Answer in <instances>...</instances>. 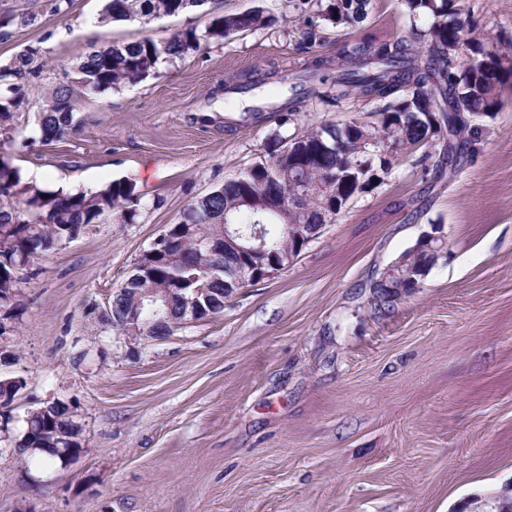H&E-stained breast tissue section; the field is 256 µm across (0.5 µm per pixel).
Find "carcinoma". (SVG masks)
Instances as JSON below:
<instances>
[{"label":"carcinoma","instance_id":"cac0c4a2","mask_svg":"<svg viewBox=\"0 0 512 512\" xmlns=\"http://www.w3.org/2000/svg\"><path fill=\"white\" fill-rule=\"evenodd\" d=\"M207 0H105L99 21L154 19L192 13ZM304 14L298 50L308 54L304 72L288 96V112L279 123L292 122L310 100L325 110H335L357 98L372 106L375 118L372 138L380 144L392 142L395 155H359V118L325 124L296 135L305 146L303 158L293 160L279 153L283 136L274 138L267 159L201 197L193 198L182 210L181 224H203L215 239L223 235L224 215L233 217L247 232L260 220L259 207L272 191L280 194L282 215L263 220L272 249L279 253L299 252L303 224H326L351 198L378 188L373 179L392 170L405 158L420 153L425 176L441 180L448 159L457 165L488 133L487 121L506 105V90L512 89V35L477 31L463 13L459 0H404L412 19L408 35L389 39L366 32L353 40L336 42L332 55L319 53L328 42L331 28L349 26L364 19L372 0H299ZM71 0H19L0 10V43L10 41L17 30L37 27L45 14L66 12ZM277 22L273 9L258 7L242 13H211L204 31L194 27L176 31L162 40L143 37L128 43H112L86 55L77 67V83L83 92L118 90L136 85L154 74L161 62L175 61L200 49L201 42L222 44L248 32L271 29ZM40 49L29 48L0 66V136L9 139L15 130L17 112L28 103L33 80L44 62ZM464 62H459V59ZM275 72L245 73L224 87L227 94L245 95L267 83ZM78 96L75 88L62 83L38 113L40 141H58L75 130ZM46 197H41V194ZM26 195L34 215L22 219L12 199ZM299 202L304 212L295 220L289 203ZM141 199L135 186L116 180L93 192L45 191L34 184H21L19 169L11 159L0 157V291L16 294L19 273L42 255L60 247L77 229H85L117 215L126 224L139 213ZM204 249L188 252V265L169 266L165 260L139 271L127 281V290L114 294L119 308L144 322L154 336L170 334L169 322L181 319L182 307L174 304L164 321L142 314L134 301L137 288H190L198 268L209 266ZM432 268L431 255L422 250L415 256L414 270L407 277L375 283V307L385 311L401 295L420 287ZM210 314L224 311V273L210 279ZM78 428L70 419L69 407L53 401L41 407L31 425L15 445L18 453L33 455L37 449L63 461L64 448L73 457L82 451L75 440Z\"/></svg>","mask_w":512,"mask_h":512}]
</instances>
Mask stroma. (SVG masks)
Listing matches in <instances>:
<instances>
[{"label":"stroma","instance_id":"stroma-1","mask_svg":"<svg viewBox=\"0 0 512 512\" xmlns=\"http://www.w3.org/2000/svg\"><path fill=\"white\" fill-rule=\"evenodd\" d=\"M461 3L479 26L512 35V0ZM102 5L72 0L0 44V64L30 47L46 63L0 145L22 182L90 192L120 179L141 196L134 223L88 227L23 272L15 307L0 306L17 327L0 336L15 355L0 373L24 380L0 438V512H496L512 489V100L453 180L425 183L404 159L287 269L226 297L220 315L128 339L96 326L93 311L192 198L267 157L274 133L368 107L351 100L282 127L225 128L245 107L288 95L280 82L245 100L225 95V83L305 61L301 15L285 5L273 29L160 63L137 85L82 94L86 123L43 144L39 103L92 49L209 21L104 26ZM409 25L404 0H373L342 36L401 38ZM434 226L443 257L420 288L377 311L371 281ZM57 400L84 450L68 468L45 469L14 446L28 414Z\"/></svg>","mask_w":512,"mask_h":512}]
</instances>
